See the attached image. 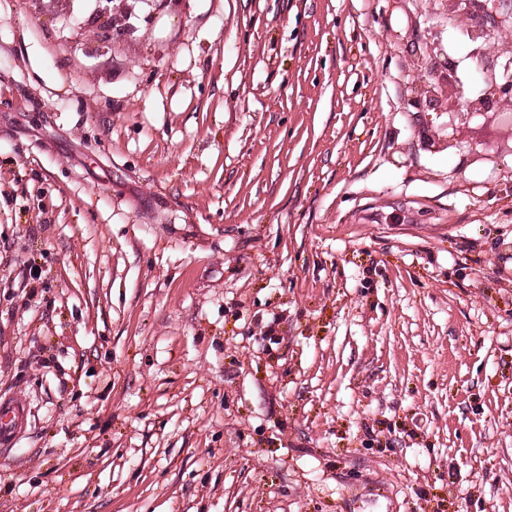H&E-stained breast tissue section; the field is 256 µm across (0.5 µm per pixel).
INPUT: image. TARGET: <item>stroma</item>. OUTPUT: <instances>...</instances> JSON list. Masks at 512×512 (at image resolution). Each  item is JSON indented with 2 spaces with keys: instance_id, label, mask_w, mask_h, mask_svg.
<instances>
[{
  "instance_id": "stroma-1",
  "label": "stroma",
  "mask_w": 512,
  "mask_h": 512,
  "mask_svg": "<svg viewBox=\"0 0 512 512\" xmlns=\"http://www.w3.org/2000/svg\"><path fill=\"white\" fill-rule=\"evenodd\" d=\"M444 0H0V512H512V121ZM432 104H423V97ZM19 414V408L6 404L5 401L0 405V445L2 447L9 445L13 440L14 424Z\"/></svg>"
}]
</instances>
